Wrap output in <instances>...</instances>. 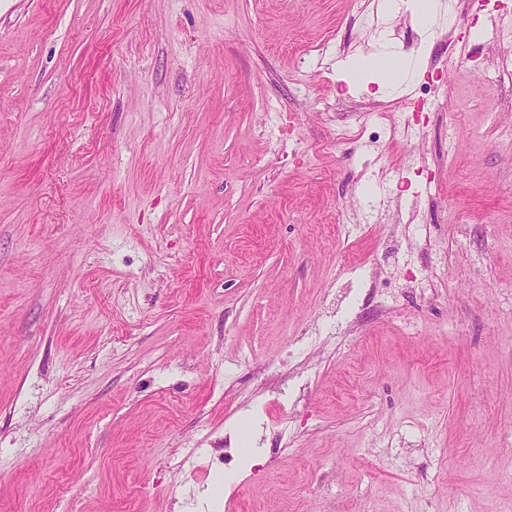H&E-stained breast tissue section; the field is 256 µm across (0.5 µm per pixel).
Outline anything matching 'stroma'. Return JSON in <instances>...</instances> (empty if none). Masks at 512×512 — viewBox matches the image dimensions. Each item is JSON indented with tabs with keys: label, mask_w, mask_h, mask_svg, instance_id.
Segmentation results:
<instances>
[{
	"label": "stroma",
	"mask_w": 512,
	"mask_h": 512,
	"mask_svg": "<svg viewBox=\"0 0 512 512\" xmlns=\"http://www.w3.org/2000/svg\"><path fill=\"white\" fill-rule=\"evenodd\" d=\"M383 2L0 0V512H512V0ZM377 59L381 61L392 62V73L385 77L381 70L368 67L370 63L374 62V60L367 59H355L352 60L349 64V70L358 71L360 73H365L369 70L377 71L383 78L382 81H379V88H392L397 89L400 87L403 82L406 81L407 76L411 71L415 70V63L411 60H398L396 56L392 55L390 52H381L378 54ZM395 67H394V65Z\"/></svg>",
	"instance_id": "1"
}]
</instances>
